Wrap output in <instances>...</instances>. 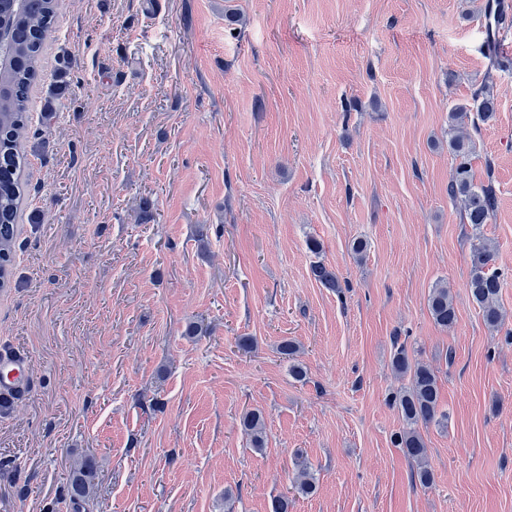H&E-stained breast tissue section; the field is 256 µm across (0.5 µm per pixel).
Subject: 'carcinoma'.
I'll use <instances>...</instances> for the list:
<instances>
[{
	"mask_svg": "<svg viewBox=\"0 0 512 512\" xmlns=\"http://www.w3.org/2000/svg\"><path fill=\"white\" fill-rule=\"evenodd\" d=\"M57 0H0V27L11 31L12 37L0 43V288L9 283L16 248V214L21 203V170L24 156L20 140L25 134L29 110V96L25 88L36 74L40 45L31 34V15L40 17L49 26L55 16ZM487 71L484 84L473 95L476 112L474 127L492 120L496 112L493 94L494 78L512 70V58L499 54L493 43L485 47ZM449 146L456 159L455 170L448 184V196L460 204L465 220L476 226L486 224L497 210V196L492 186L478 185L473 180L469 162L470 144L458 135ZM493 250L486 244L474 247L471 262V296L481 311L485 325L497 329L503 321L499 303L502 275L492 266ZM315 278L329 288H338L336 274L322 264L312 267ZM428 307L434 323L443 328L452 327L457 320L452 296L445 286H437L429 297ZM392 367L394 372L409 378V386L395 391L389 403L396 407L406 428L393 437L395 447L412 460L417 467L415 475L422 485L433 480L425 460V443L416 426L437 421L439 413L438 377L425 363L411 362L404 347L397 348ZM255 448L263 447V422L257 413L242 419ZM95 462L84 458L72 471L69 481L70 496L76 500L88 498L94 488Z\"/></svg>",
	"mask_w": 512,
	"mask_h": 512,
	"instance_id": "cac0c4a2",
	"label": "carcinoma"
}]
</instances>
